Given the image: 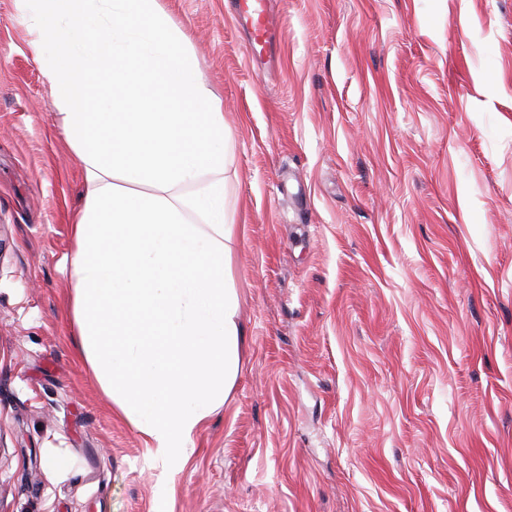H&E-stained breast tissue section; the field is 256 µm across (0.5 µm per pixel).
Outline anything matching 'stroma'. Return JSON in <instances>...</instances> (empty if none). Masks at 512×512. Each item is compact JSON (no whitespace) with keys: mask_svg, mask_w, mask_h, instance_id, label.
Wrapping results in <instances>:
<instances>
[{"mask_svg":"<svg viewBox=\"0 0 512 512\" xmlns=\"http://www.w3.org/2000/svg\"><path fill=\"white\" fill-rule=\"evenodd\" d=\"M159 3L233 139L240 373L172 470L77 355L80 171L0 0V512H512V0H275L263 72Z\"/></svg>","mask_w":512,"mask_h":512,"instance_id":"stroma-1","label":"stroma"}]
</instances>
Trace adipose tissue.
I'll return each instance as SVG.
<instances>
[{
    "label": "adipose tissue",
    "mask_w": 512,
    "mask_h": 512,
    "mask_svg": "<svg viewBox=\"0 0 512 512\" xmlns=\"http://www.w3.org/2000/svg\"><path fill=\"white\" fill-rule=\"evenodd\" d=\"M30 17L82 176L65 264L79 350L175 469L233 390L246 336L223 103L158 0H33Z\"/></svg>",
    "instance_id": "obj_1"
}]
</instances>
